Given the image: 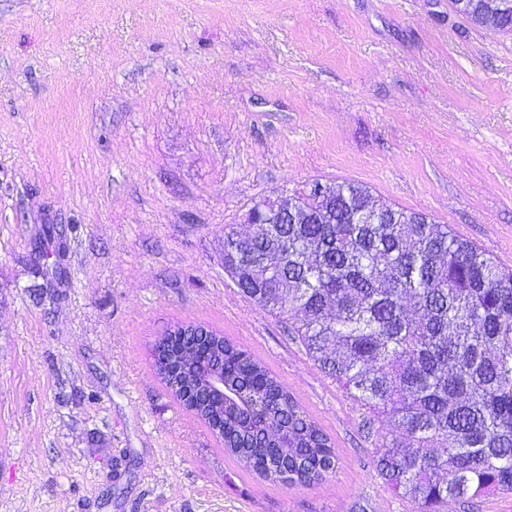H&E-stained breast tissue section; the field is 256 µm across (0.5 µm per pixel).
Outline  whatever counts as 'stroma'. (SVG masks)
I'll use <instances>...</instances> for the list:
<instances>
[{"label":"stroma","instance_id":"obj_1","mask_svg":"<svg viewBox=\"0 0 512 512\" xmlns=\"http://www.w3.org/2000/svg\"><path fill=\"white\" fill-rule=\"evenodd\" d=\"M315 180L512 271V35L448 0H0V512H415L373 463L391 422L224 271L225 227ZM185 322L288 387L334 444L326 479L225 455L152 368Z\"/></svg>","mask_w":512,"mask_h":512}]
</instances>
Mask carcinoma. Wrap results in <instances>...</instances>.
<instances>
[{
  "mask_svg": "<svg viewBox=\"0 0 512 512\" xmlns=\"http://www.w3.org/2000/svg\"><path fill=\"white\" fill-rule=\"evenodd\" d=\"M492 23L512 32V0ZM485 0H451L476 27ZM291 197L300 217L284 224L258 199L246 220L258 233L224 270L242 295L289 322L320 369L371 417L395 431L374 451L378 475L397 497L431 512L448 499L472 503L512 491V273L422 212L377 202L354 182ZM279 260L255 275L253 254ZM195 348V367L182 352ZM153 369L174 380L177 400L248 471L286 487L333 472L329 436L250 352L194 329L157 336Z\"/></svg>",
  "mask_w": 512,
  "mask_h": 512,
  "instance_id": "1",
  "label": "carcinoma"
}]
</instances>
